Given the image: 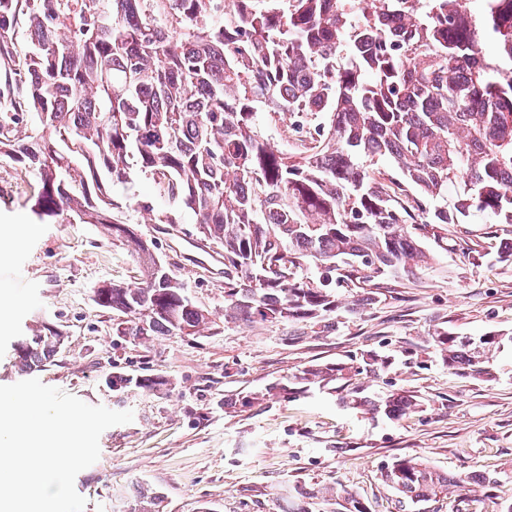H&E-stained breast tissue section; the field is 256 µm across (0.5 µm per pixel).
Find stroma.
I'll return each instance as SVG.
<instances>
[{
    "mask_svg": "<svg viewBox=\"0 0 512 512\" xmlns=\"http://www.w3.org/2000/svg\"><path fill=\"white\" fill-rule=\"evenodd\" d=\"M36 177L0 161V385L22 381L13 344L45 321L62 329L63 350L36 374L45 385L90 405L134 413L106 429L100 457L75 479L84 512H132L141 491L160 493L162 512H280L294 484L342 488L373 512H502L512 503V348L495 353L494 382L448 369L423 343L434 328L461 336L512 334V265L493 255L505 233L475 219L446 240L422 238L432 260L415 279L359 314H340L332 333L307 323L238 329L224 325V278L200 273L170 241L130 212L146 240L192 298L210 313L198 335L141 341L112 332V315L93 301L98 285L128 283L139 265L126 247L92 224H45L31 212ZM478 245L480 266L463 262L460 243ZM374 351L392 368L362 374L372 397L406 390L421 402L397 421L343 407L327 389L280 402L225 410L224 402L265 390L304 367ZM110 375L152 376L159 387L112 391ZM417 456L435 469L500 475L493 493L449 488L402 507L380 476L394 458Z\"/></svg>",
    "mask_w": 512,
    "mask_h": 512,
    "instance_id": "obj_1",
    "label": "stroma"
}]
</instances>
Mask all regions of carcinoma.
I'll return each mask as SVG.
<instances>
[{"mask_svg": "<svg viewBox=\"0 0 512 512\" xmlns=\"http://www.w3.org/2000/svg\"><path fill=\"white\" fill-rule=\"evenodd\" d=\"M0 0V158L38 178L31 210L45 223L99 224L132 249L141 275L104 283L96 304L119 334H196L209 312L131 229L112 198L138 172L158 196L196 217L224 252V322L253 328L309 322L326 332L339 312L377 301L429 264L420 245L483 218L512 225V0ZM492 41L499 55L486 59ZM304 130L313 146L270 144L257 111ZM390 158L396 174L375 168ZM453 194H448V188ZM338 288L356 290L345 302ZM512 336L437 328L424 349L448 368L496 379L493 354ZM64 333L44 322L14 345L22 373L56 356ZM316 364L272 384L270 400L313 386L353 410L396 421L415 396L362 395L353 377L385 370ZM109 388L153 389L156 378L108 377ZM403 502L499 484L490 474H443L418 457L381 470ZM372 512L355 494L293 487L289 512ZM142 492L137 512H160Z\"/></svg>", "mask_w": 512, "mask_h": 512, "instance_id": "1", "label": "carcinoma"}]
</instances>
